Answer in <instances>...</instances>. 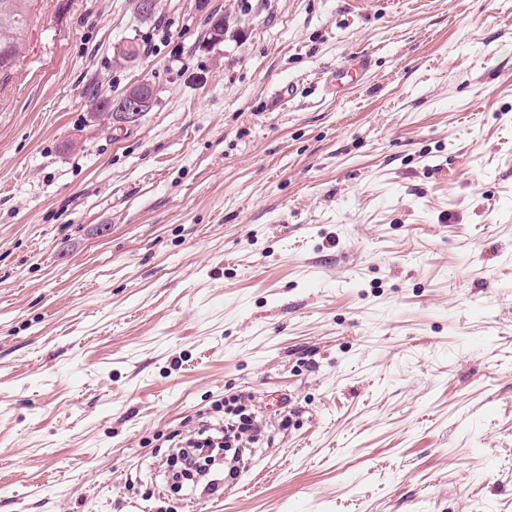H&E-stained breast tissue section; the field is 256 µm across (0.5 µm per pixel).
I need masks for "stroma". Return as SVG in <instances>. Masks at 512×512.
<instances>
[{"instance_id":"stroma-1","label":"stroma","mask_w":512,"mask_h":512,"mask_svg":"<svg viewBox=\"0 0 512 512\" xmlns=\"http://www.w3.org/2000/svg\"><path fill=\"white\" fill-rule=\"evenodd\" d=\"M34 11L0 86V512H512V0ZM141 80L138 123L93 117ZM231 397L248 461L171 490ZM237 408H240L239 411H235V415H240L237 426L230 424L231 421L229 420L224 422V416L206 417L205 420L201 421L197 431L186 439L184 446H179L180 448L191 449V451L183 450L179 454L180 464L184 471H189L196 466L197 460L202 457L205 448L223 447L224 440L227 441L230 436H234L235 431H237L235 438L241 442L240 433L246 430H252L254 433L258 430L253 416L245 413V407L240 406Z\"/></svg>"}]
</instances>
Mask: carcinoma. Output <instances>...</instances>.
Returning a JSON list of instances; mask_svg holds the SVG:
<instances>
[{
    "mask_svg": "<svg viewBox=\"0 0 512 512\" xmlns=\"http://www.w3.org/2000/svg\"><path fill=\"white\" fill-rule=\"evenodd\" d=\"M35 0H0V81L5 83L25 57Z\"/></svg>",
    "mask_w": 512,
    "mask_h": 512,
    "instance_id": "obj_1",
    "label": "carcinoma"
}]
</instances>
